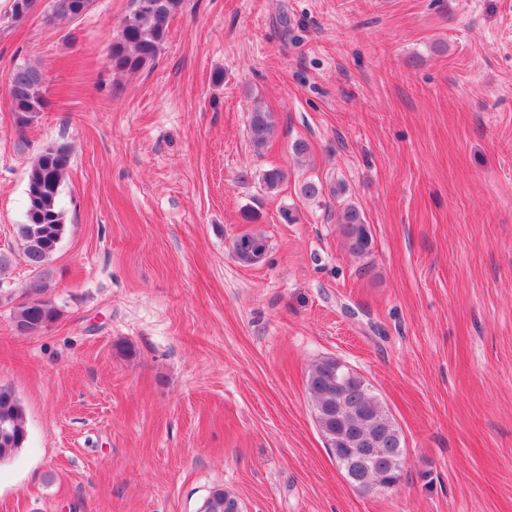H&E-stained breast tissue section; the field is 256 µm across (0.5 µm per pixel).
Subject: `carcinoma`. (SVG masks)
<instances>
[{
  "label": "carcinoma",
  "mask_w": 512,
  "mask_h": 512,
  "mask_svg": "<svg viewBox=\"0 0 512 512\" xmlns=\"http://www.w3.org/2000/svg\"><path fill=\"white\" fill-rule=\"evenodd\" d=\"M93 0H51L47 20H76L85 15ZM184 0H130L118 33L112 39L107 62L117 73L135 74L152 67L165 44L172 18L182 10ZM9 96L19 130L30 125L46 106L43 77L33 66L20 63L10 75ZM275 122L263 102L253 101L248 119V136L261 151L273 137ZM72 151L61 141L46 147L26 171L24 221L14 225L21 242L25 263L33 279L25 298L13 310L16 331L24 327L40 333L60 316V310L46 294L51 284L46 266L55 254L64 233L59 205L61 183L71 165ZM287 174L278 166L262 173L261 181L269 193L277 192ZM336 223L348 251L363 257L371 250L372 236L362 209L353 202L336 210ZM237 260L254 264L268 250L266 238L245 232L232 243ZM319 430L329 451L338 454L339 467L350 485L362 471L367 481L358 486L363 493H377L381 486L399 483L404 441L394 420L371 393L366 379L356 370L334 358L314 364L306 377ZM27 441L23 406L16 393L0 385V463L12 459ZM202 512H241L239 499L216 488L202 505Z\"/></svg>",
  "instance_id": "1"
}]
</instances>
